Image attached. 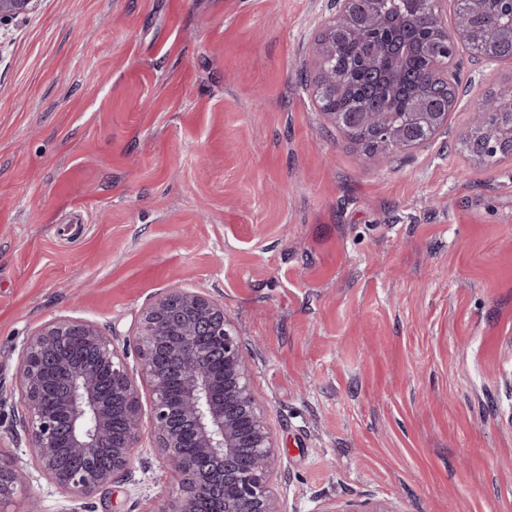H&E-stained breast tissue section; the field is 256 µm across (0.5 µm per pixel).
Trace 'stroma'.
<instances>
[{
	"mask_svg": "<svg viewBox=\"0 0 512 512\" xmlns=\"http://www.w3.org/2000/svg\"><path fill=\"white\" fill-rule=\"evenodd\" d=\"M333 0H40L0 24V457L21 346L85 318L131 351L168 288L224 304L278 447L280 512H512V163L461 147L512 61L467 52L448 125L362 150L313 103ZM143 440L81 500L35 476L0 512H162Z\"/></svg>",
	"mask_w": 512,
	"mask_h": 512,
	"instance_id": "35a3bbf8",
	"label": "stroma"
}]
</instances>
